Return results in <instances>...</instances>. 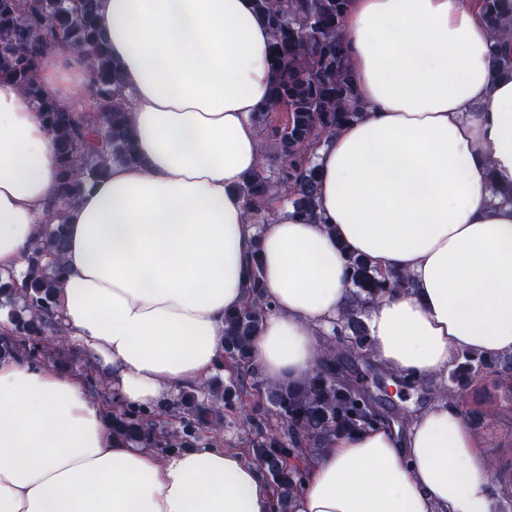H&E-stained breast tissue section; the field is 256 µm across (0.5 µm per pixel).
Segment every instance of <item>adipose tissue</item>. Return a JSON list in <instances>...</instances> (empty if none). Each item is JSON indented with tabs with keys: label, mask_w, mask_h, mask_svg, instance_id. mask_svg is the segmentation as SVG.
I'll return each mask as SVG.
<instances>
[{
	"label": "adipose tissue",
	"mask_w": 512,
	"mask_h": 512,
	"mask_svg": "<svg viewBox=\"0 0 512 512\" xmlns=\"http://www.w3.org/2000/svg\"><path fill=\"white\" fill-rule=\"evenodd\" d=\"M139 163L57 195L56 140L0 78V277L22 276L45 223L66 226L56 313L116 399L155 407L224 361V315L250 257L272 308L253 341L268 382L312 373L349 301L347 253L409 275L370 302V353L435 396L405 429L365 428L307 466L290 512H499L492 466L448 399L458 353L512 355V80L497 76L478 0H352L343 21L360 119L313 152L320 221L279 203L251 223L237 187L261 161L270 29L253 0H99ZM84 51L51 50L38 80L86 115ZM237 450L162 454L112 436L76 375L0 359V512H276Z\"/></svg>",
	"instance_id": "ef3b65f1"
}]
</instances>
